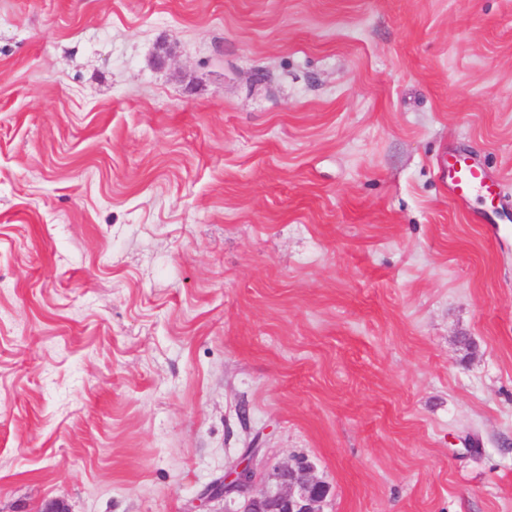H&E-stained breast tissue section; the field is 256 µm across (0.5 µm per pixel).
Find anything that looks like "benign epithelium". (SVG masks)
<instances>
[{
	"label": "benign epithelium",
	"mask_w": 512,
	"mask_h": 512,
	"mask_svg": "<svg viewBox=\"0 0 512 512\" xmlns=\"http://www.w3.org/2000/svg\"><path fill=\"white\" fill-rule=\"evenodd\" d=\"M258 454V449H248L223 477L201 491L199 500L238 503L232 512H321L330 487L314 477L306 460L264 471Z\"/></svg>",
	"instance_id": "1"
}]
</instances>
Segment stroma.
<instances>
[{"mask_svg": "<svg viewBox=\"0 0 512 512\" xmlns=\"http://www.w3.org/2000/svg\"><path fill=\"white\" fill-rule=\"evenodd\" d=\"M252 446L512 512V0H0V512H224ZM448 190L460 202H467L473 195L481 194L485 202L494 207L495 185L486 173L462 154L448 156Z\"/></svg>", "mask_w": 512, "mask_h": 512, "instance_id": "35a3bbf8", "label": "stroma"}]
</instances>
